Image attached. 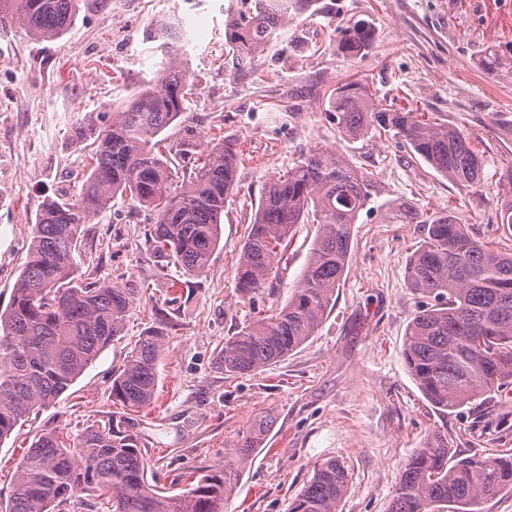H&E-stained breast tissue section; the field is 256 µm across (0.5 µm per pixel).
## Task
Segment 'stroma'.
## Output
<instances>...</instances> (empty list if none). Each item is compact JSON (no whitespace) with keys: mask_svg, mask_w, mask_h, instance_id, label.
Returning <instances> with one entry per match:
<instances>
[{"mask_svg":"<svg viewBox=\"0 0 512 512\" xmlns=\"http://www.w3.org/2000/svg\"><path fill=\"white\" fill-rule=\"evenodd\" d=\"M245 8L244 0H83L54 40L0 29V312L12 302L42 201L71 189L90 162V146L70 140L72 127L155 85L162 54L149 31L157 20H181L189 39L181 62L193 75L182 116L161 134L165 147L179 164L224 140L241 155L220 245L201 273L156 262L146 245L154 216L129 200L113 199L89 224L76 256L82 278L130 277L143 298L121 336L56 403L0 441V500L36 436L54 427L75 435L116 411L112 374L158 327L165 339L157 394L134 416L150 481L183 492L190 474L223 467L226 449L255 419L271 421L224 512H288L314 465L331 458L349 472L339 512H388L403 464L436 431L463 455L512 451V429L499 424L512 420V387L443 415L402 355L422 301L406 277L423 241L414 215L453 213L481 241L512 253L497 210L512 138L488 131L512 120V0H314L239 70L224 23ZM356 20L371 24L372 42L352 57L339 50L336 27ZM492 56L501 65L491 75ZM357 79L383 108L469 133L482 159L479 187L441 176L394 137L339 131L325 116L330 94ZM314 146L345 157L375 184L352 226L349 268L315 336L260 372L225 375L216 364L225 339L285 303L307 263L316 227L300 224L254 297L241 293L234 273L265 185Z\"/></svg>","mask_w":512,"mask_h":512,"instance_id":"1","label":"stroma"}]
</instances>
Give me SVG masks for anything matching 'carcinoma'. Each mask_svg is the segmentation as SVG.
I'll list each match as a JSON object with an SVG mask.
<instances>
[{"label":"carcinoma","mask_w":512,"mask_h":512,"mask_svg":"<svg viewBox=\"0 0 512 512\" xmlns=\"http://www.w3.org/2000/svg\"><path fill=\"white\" fill-rule=\"evenodd\" d=\"M313 0H253L227 19L226 44L237 65L254 56ZM81 0H0V26L16 20L36 39L52 40L76 20ZM341 50L353 55L371 43L364 21L339 27ZM166 77L144 88L116 112H99L75 126V142L94 140L88 175L72 194L43 201L31 229L28 258L9 308L0 313V441L30 412L53 404L95 357L121 335L141 289L129 280L85 283L76 257L86 225L112 198L129 195L152 210L150 249L159 262L188 272L208 265L221 239L224 206L236 186L239 151L214 145L173 180L157 137L184 112L191 74L178 63L185 32L180 20L157 26ZM327 118L350 138L376 130L393 134L436 172L466 187L481 181V158L471 136L415 112L380 107L362 82L336 86ZM511 189L499 198L503 227L512 229ZM373 182L344 158L311 149L273 176L262 193L235 268L240 290L265 287L290 246L296 225H318L298 285L288 301L243 325L224 340L218 367L229 375L260 371L282 361L315 335L348 269L351 227L373 196ZM424 240L409 257V284L424 298L409 322L403 358L426 400L442 413L489 399L512 384V255L474 237L452 214L419 216ZM164 335L150 330L112 374L120 410L86 427L72 442L55 427L41 433L17 463V479L0 512H54L78 491L95 493L94 512H224L242 471L269 430L259 419L238 435L231 461L197 478L179 494L149 483L133 415L156 389ZM348 470L335 458L313 467L289 512H338ZM512 493V453L463 456L448 436L432 433L405 463L389 512H481L480 506Z\"/></svg>","instance_id":"1"}]
</instances>
